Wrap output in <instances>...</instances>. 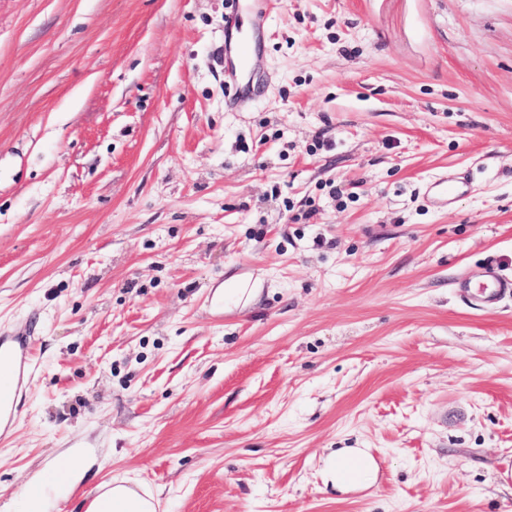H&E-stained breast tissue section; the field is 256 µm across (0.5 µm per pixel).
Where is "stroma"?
<instances>
[{
    "label": "stroma",
    "instance_id": "stroma-1",
    "mask_svg": "<svg viewBox=\"0 0 512 512\" xmlns=\"http://www.w3.org/2000/svg\"><path fill=\"white\" fill-rule=\"evenodd\" d=\"M0 0V333L33 375L0 512H512V0ZM459 182L448 206L426 193ZM236 279L253 294L226 306ZM366 449L376 484L323 483ZM260 21L247 5L238 7L232 14L224 16V46L232 70L241 75L232 85L237 97H256L263 92L264 81L250 69L252 57L261 50L259 36ZM233 34L235 40L233 43ZM465 288L474 290L485 300L488 308H493L494 302L499 298L507 294L512 295V278L489 273L484 278L467 281ZM115 492L112 489L101 488L100 492L93 498L90 503V511L95 512H141L146 508L157 511L158 502L151 496L139 494L131 487L125 485L132 482L129 479H121L115 481Z\"/></svg>",
    "mask_w": 512,
    "mask_h": 512
}]
</instances>
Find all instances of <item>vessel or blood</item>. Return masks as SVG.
Segmentation results:
<instances>
[{
	"label": "vessel or blood",
	"instance_id": "obj_1",
	"mask_svg": "<svg viewBox=\"0 0 512 512\" xmlns=\"http://www.w3.org/2000/svg\"><path fill=\"white\" fill-rule=\"evenodd\" d=\"M260 21L249 6L239 7L224 18V45L232 70L239 80L232 86L235 96L255 97L264 89L263 80L250 69L252 57L261 50ZM467 289L478 293L486 305L505 295H512V278L487 274L470 280ZM33 338L29 333L0 335V434H8L15 426L27 388V372L32 363Z\"/></svg>",
	"mask_w": 512,
	"mask_h": 512
}]
</instances>
